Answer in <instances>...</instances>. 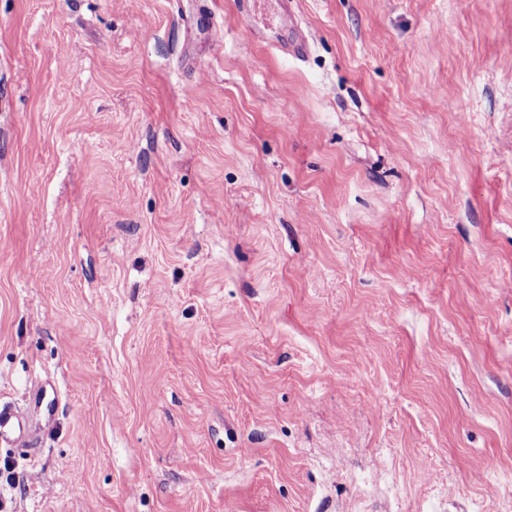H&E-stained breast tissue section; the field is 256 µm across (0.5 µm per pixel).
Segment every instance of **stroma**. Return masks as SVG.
Listing matches in <instances>:
<instances>
[{"label": "stroma", "mask_w": 512, "mask_h": 512, "mask_svg": "<svg viewBox=\"0 0 512 512\" xmlns=\"http://www.w3.org/2000/svg\"><path fill=\"white\" fill-rule=\"evenodd\" d=\"M238 3L0 0V512H512V0ZM49 388L52 394L47 391V386L31 387L29 390L30 403L35 409L41 411L46 426H50L53 422L57 406V391L54 386ZM31 442L29 425L11 404H0V444L24 446Z\"/></svg>", "instance_id": "obj_1"}]
</instances>
